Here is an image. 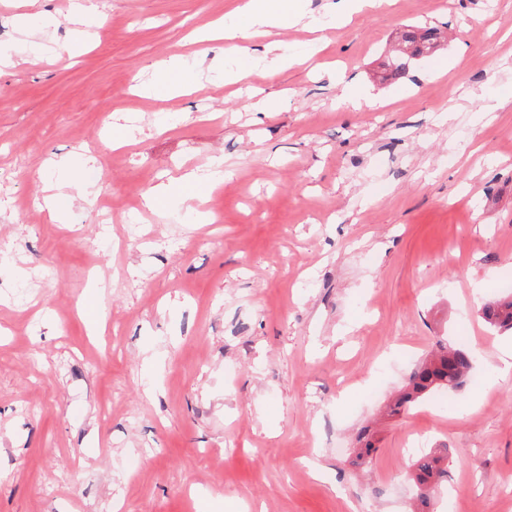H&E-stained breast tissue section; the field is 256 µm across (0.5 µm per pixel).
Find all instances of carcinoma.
Instances as JSON below:
<instances>
[{
    "mask_svg": "<svg viewBox=\"0 0 512 512\" xmlns=\"http://www.w3.org/2000/svg\"><path fill=\"white\" fill-rule=\"evenodd\" d=\"M442 38L440 29L430 26L410 25L404 29L401 39L404 48L393 54L387 63L386 78L399 80L410 69L412 61L428 55L434 44ZM481 317L490 327L512 331V296L488 300L481 305ZM473 367L471 353L461 348L446 345L431 356L422 359L410 372L405 386L390 406L393 415L401 413L408 405L422 400L438 390H457L464 386ZM447 458V449L435 448L423 455L410 471L409 477L417 485L420 498L428 499L426 487L438 485L446 476L442 463Z\"/></svg>",
    "mask_w": 512,
    "mask_h": 512,
    "instance_id": "carcinoma-1",
    "label": "carcinoma"
}]
</instances>
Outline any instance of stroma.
<instances>
[{
	"label": "stroma",
	"mask_w": 512,
	"mask_h": 512,
	"mask_svg": "<svg viewBox=\"0 0 512 512\" xmlns=\"http://www.w3.org/2000/svg\"><path fill=\"white\" fill-rule=\"evenodd\" d=\"M94 2L82 37L72 0H0V512H413L414 431L448 449L434 512H512V334L479 314L512 293V0H387L321 50L256 37L276 68L198 40L237 0ZM413 22L444 46L381 81ZM174 56L194 89L139 96ZM440 340L467 384L388 415Z\"/></svg>",
	"instance_id": "stroma-1"
}]
</instances>
